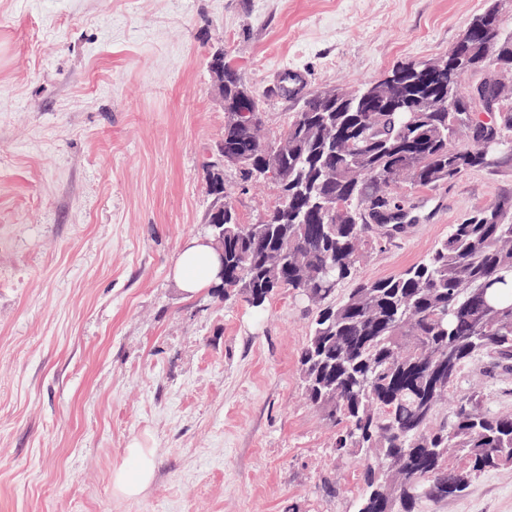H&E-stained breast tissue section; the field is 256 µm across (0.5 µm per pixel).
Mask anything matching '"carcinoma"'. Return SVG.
<instances>
[{"mask_svg": "<svg viewBox=\"0 0 512 512\" xmlns=\"http://www.w3.org/2000/svg\"><path fill=\"white\" fill-rule=\"evenodd\" d=\"M504 0H490L452 47L467 61L424 75L423 61L393 67L392 93L416 103L451 93L443 112L370 107L374 83L310 88L276 135L264 100L214 51L224 73V153L210 161L214 203L205 223L224 254L214 293L261 312L282 290L310 312L298 353L305 399L336 428V455L361 463L357 512H416L423 499L463 493L477 474L512 468V412L472 390L448 404L463 367L482 353L512 362V191L478 208L422 260L386 278L359 277L379 245V218L405 208L403 190L451 184L512 161V87L476 101L463 79L512 72ZM274 184L264 218L241 221L226 199L224 168Z\"/></svg>", "mask_w": 512, "mask_h": 512, "instance_id": "cac0c4a2", "label": "carcinoma"}]
</instances>
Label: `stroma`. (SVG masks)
I'll list each match as a JSON object with an SVG mask.
<instances>
[{
	"label": "stroma",
	"mask_w": 512,
	"mask_h": 512,
	"mask_svg": "<svg viewBox=\"0 0 512 512\" xmlns=\"http://www.w3.org/2000/svg\"><path fill=\"white\" fill-rule=\"evenodd\" d=\"M488 0H0V512H354L359 466L304 399L301 302L263 315L171 276L213 203L224 133L208 58L224 49L278 134L311 88L353 89L452 48ZM244 223L277 199L224 171ZM512 191V164L410 193L360 269L417 262L468 212ZM460 390L512 412V370L482 355ZM155 473L112 474L131 442ZM419 512H512V471ZM125 455L128 465H122L114 471L112 482L121 495L136 497L142 494L152 481L154 474L152 453L148 448H141L134 442L126 448ZM131 462L135 464L133 471L129 467Z\"/></svg>",
	"instance_id": "1"
}]
</instances>
